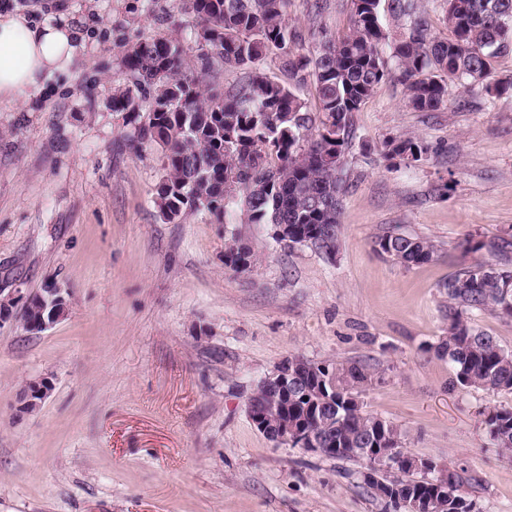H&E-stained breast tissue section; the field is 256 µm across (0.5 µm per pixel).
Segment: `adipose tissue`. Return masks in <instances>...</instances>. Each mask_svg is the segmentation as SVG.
I'll use <instances>...</instances> for the list:
<instances>
[{"instance_id": "ef3b65f1", "label": "adipose tissue", "mask_w": 512, "mask_h": 512, "mask_svg": "<svg viewBox=\"0 0 512 512\" xmlns=\"http://www.w3.org/2000/svg\"><path fill=\"white\" fill-rule=\"evenodd\" d=\"M79 35L74 17L65 12L41 23L18 12L0 15V101H21L45 78L67 71Z\"/></svg>"}]
</instances>
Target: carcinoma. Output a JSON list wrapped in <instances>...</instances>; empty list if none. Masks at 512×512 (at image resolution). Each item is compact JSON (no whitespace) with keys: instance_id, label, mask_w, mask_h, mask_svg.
I'll use <instances>...</instances> for the list:
<instances>
[{"instance_id":"carcinoma-1","label":"carcinoma","mask_w":512,"mask_h":512,"mask_svg":"<svg viewBox=\"0 0 512 512\" xmlns=\"http://www.w3.org/2000/svg\"><path fill=\"white\" fill-rule=\"evenodd\" d=\"M392 16L405 19L397 39L383 23L382 2ZM197 20L195 71L185 72L186 52L167 37L138 41L124 53L127 84L112 95V110L134 114L133 149L145 144L165 148L164 175L157 195L165 218L206 211L224 223L240 211L243 224H287L288 243L309 246L327 256L337 250L346 193L344 155L353 113L383 80L394 78L416 112H433L448 101L451 84H484L494 59L512 50V0H447L450 36L436 40L418 15L415 0H350L347 34L324 39L315 53L292 44L302 38L288 23V0H180ZM270 55L281 59L286 79L262 69ZM243 71L224 88L209 82L220 69ZM313 82L317 111L300 95ZM392 162L408 152L414 166L429 148L413 135L390 137L378 146ZM373 249L405 266L434 261L440 245L427 237L386 232ZM225 265L246 272L255 255L234 237ZM512 269L478 262L441 284L448 298V336L433 346L455 370L456 383L489 391L512 390V352L476 329L468 314L490 312L512 318L495 276ZM310 368L297 397L284 409L257 385L256 412L270 424L286 422L313 431L326 457L353 462L358 484L383 512L393 504L392 487L407 495L439 480L436 473L403 466L378 479L366 477L368 448L398 455L401 431L364 409L361 394L377 380L368 364L307 361ZM336 380V393L321 377ZM496 447L512 457V407L487 415ZM455 498L446 512H475L466 488L477 482L467 471L454 472Z\"/></svg>"}]
</instances>
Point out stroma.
I'll return each mask as SVG.
<instances>
[{
    "label": "stroma",
    "mask_w": 512,
    "mask_h": 512,
    "mask_svg": "<svg viewBox=\"0 0 512 512\" xmlns=\"http://www.w3.org/2000/svg\"><path fill=\"white\" fill-rule=\"evenodd\" d=\"M80 18L69 69L19 103H0V289L70 296L39 334L21 312L0 321V512H380L343 463L279 445L247 414L280 362L361 361L381 377L368 411L398 425L417 455L480 477L477 512H512V458L489 410L512 392L462 387L432 345L448 331L442 284L474 262L512 267V92L454 82L417 112L382 82L353 115L338 249L276 243L267 224L207 212L162 215L164 149L126 145L112 109L125 46L175 36L196 19L175 0H10ZM419 137L427 161L379 163L373 145ZM431 238L433 262L404 267L374 251L390 230ZM241 235L252 271L224 264ZM510 239L463 254L470 237ZM51 389L33 409L29 383Z\"/></svg>",
    "instance_id": "obj_1"
}]
</instances>
